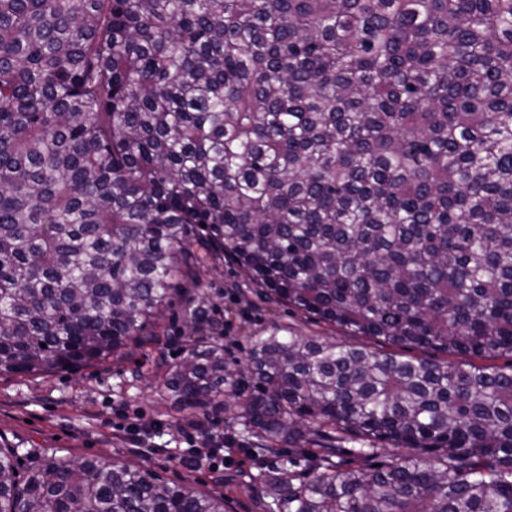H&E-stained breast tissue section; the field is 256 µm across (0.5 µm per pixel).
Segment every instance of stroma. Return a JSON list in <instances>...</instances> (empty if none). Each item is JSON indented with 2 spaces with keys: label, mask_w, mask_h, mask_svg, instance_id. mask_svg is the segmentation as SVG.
<instances>
[{
  "label": "stroma",
  "mask_w": 512,
  "mask_h": 512,
  "mask_svg": "<svg viewBox=\"0 0 512 512\" xmlns=\"http://www.w3.org/2000/svg\"><path fill=\"white\" fill-rule=\"evenodd\" d=\"M200 286L230 362L245 364L252 336L275 322L307 334L324 331L323 324L296 311L255 299L246 275L223 259L210 260ZM189 332L185 307L177 303L160 320L155 340L125 360L76 372L0 378V434L25 450L54 448L77 459L104 455L120 465L147 466L170 480L224 495L230 512H262L251 480L259 451L239 441L240 428L230 413L217 415L219 429L238 439L223 473L206 467L190 472L174 463L186 448L178 427L188 414L163 398L154 365L161 358L179 359ZM132 424L137 433L129 432Z\"/></svg>",
  "instance_id": "1"
}]
</instances>
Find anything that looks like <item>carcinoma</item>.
I'll list each match as a JSON object with an SVG mask.
<instances>
[{
  "label": "carcinoma",
  "instance_id": "1",
  "mask_svg": "<svg viewBox=\"0 0 512 512\" xmlns=\"http://www.w3.org/2000/svg\"><path fill=\"white\" fill-rule=\"evenodd\" d=\"M195 243L373 340L162 363L264 512H512V0H0V375L127 357ZM0 512L229 502L0 436Z\"/></svg>",
  "mask_w": 512,
  "mask_h": 512
}]
</instances>
